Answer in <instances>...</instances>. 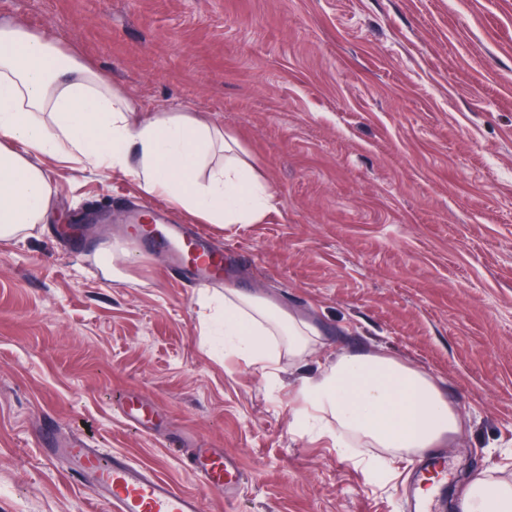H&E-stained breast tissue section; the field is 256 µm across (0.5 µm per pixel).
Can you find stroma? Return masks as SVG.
<instances>
[{"instance_id": "obj_1", "label": "stroma", "mask_w": 512, "mask_h": 512, "mask_svg": "<svg viewBox=\"0 0 512 512\" xmlns=\"http://www.w3.org/2000/svg\"><path fill=\"white\" fill-rule=\"evenodd\" d=\"M140 111L201 112L272 193L254 224H208L224 280L174 282L130 249L132 177L43 160L44 222L0 240V512H109L40 443L157 468L226 512L170 433L237 456L235 512H414L420 452L299 427L290 387L341 353H382L447 393L454 512L469 476L512 482V0H0ZM107 205L69 248L60 224ZM234 287L320 330L265 372L207 335L200 296ZM161 415L137 432L119 401Z\"/></svg>"}]
</instances>
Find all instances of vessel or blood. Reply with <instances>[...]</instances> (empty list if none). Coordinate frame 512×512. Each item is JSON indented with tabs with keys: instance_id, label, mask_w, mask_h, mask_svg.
Masks as SVG:
<instances>
[{
	"instance_id": "vessel-or-blood-1",
	"label": "vessel or blood",
	"mask_w": 512,
	"mask_h": 512,
	"mask_svg": "<svg viewBox=\"0 0 512 512\" xmlns=\"http://www.w3.org/2000/svg\"><path fill=\"white\" fill-rule=\"evenodd\" d=\"M190 245L199 256L198 263H188L184 256ZM158 248L188 281L204 284L223 276L212 249L205 246L198 233L182 226L173 227ZM122 415L137 429L147 431L154 427L139 399H127ZM194 446L190 471L205 488L223 493L225 502L234 501L244 482L235 457L202 440L195 441ZM46 454L63 463L82 485L108 504L111 512H201L198 496L174 487L156 469L136 464L124 454L94 448L79 439L55 442Z\"/></svg>"
}]
</instances>
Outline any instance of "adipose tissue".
Listing matches in <instances>:
<instances>
[{
	"mask_svg": "<svg viewBox=\"0 0 512 512\" xmlns=\"http://www.w3.org/2000/svg\"><path fill=\"white\" fill-rule=\"evenodd\" d=\"M42 158L131 176L146 196L164 198L204 224L255 223L273 199L204 116L143 115L46 35L1 22L0 239L47 213L51 190ZM220 326L264 369L276 361L270 336L281 335L301 358L318 333L233 288ZM293 401L297 422H319L321 434L339 444L359 436L377 448L421 451L449 442L463 426L439 384L384 355H341L329 371L303 377ZM456 510L512 512V485L473 476Z\"/></svg>",
	"mask_w": 512,
	"mask_h": 512,
	"instance_id": "obj_1",
	"label": "adipose tissue"
}]
</instances>
